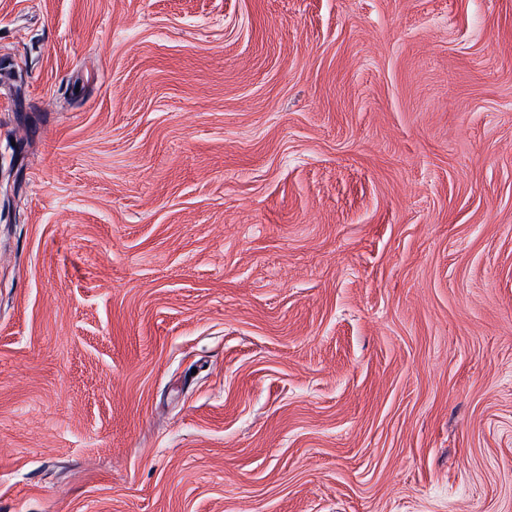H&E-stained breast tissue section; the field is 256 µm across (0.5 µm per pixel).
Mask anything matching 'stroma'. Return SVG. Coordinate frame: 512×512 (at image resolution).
I'll list each match as a JSON object with an SVG mask.
<instances>
[{
  "instance_id": "stroma-1",
  "label": "stroma",
  "mask_w": 512,
  "mask_h": 512,
  "mask_svg": "<svg viewBox=\"0 0 512 512\" xmlns=\"http://www.w3.org/2000/svg\"><path fill=\"white\" fill-rule=\"evenodd\" d=\"M0 512H512V0H0Z\"/></svg>"
}]
</instances>
